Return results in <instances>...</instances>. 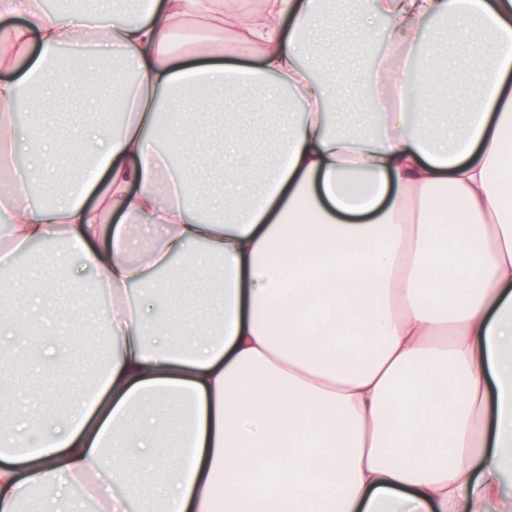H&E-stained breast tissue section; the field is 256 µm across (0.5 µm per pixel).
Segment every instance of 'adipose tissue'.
<instances>
[{"label":"adipose tissue","mask_w":512,"mask_h":512,"mask_svg":"<svg viewBox=\"0 0 512 512\" xmlns=\"http://www.w3.org/2000/svg\"><path fill=\"white\" fill-rule=\"evenodd\" d=\"M390 36L350 39L366 61L358 79L373 134L339 117L314 41L347 0H267L258 13L225 14L218 0H103L92 17L48 11L43 0H0V158L38 163L66 149L24 137L16 118L28 86L54 94L49 66L63 49L80 65L109 55L103 74L121 99L117 129L86 132L79 155L108 184L85 203L86 183L39 207L0 188V249L65 242L112 295L99 321L111 353L93 387L99 410L71 400L61 425L20 412L0 423V512L36 487L37 512L98 475L105 512L154 500L161 512H487L506 506L512 480V0H367ZM453 20V54L433 22ZM185 26L209 30L188 53ZM254 43L256 62L230 58ZM301 108L272 125L274 161L255 168L232 119L227 183L243 203H204L206 171L159 140L174 135L197 91L235 87L250 107ZM202 265L221 283L210 330L194 309L192 336L160 338L142 303L165 289L159 274ZM187 409L173 450L154 443L155 398ZM164 469L161 488L140 481L129 449Z\"/></svg>","instance_id":"obj_1"}]
</instances>
